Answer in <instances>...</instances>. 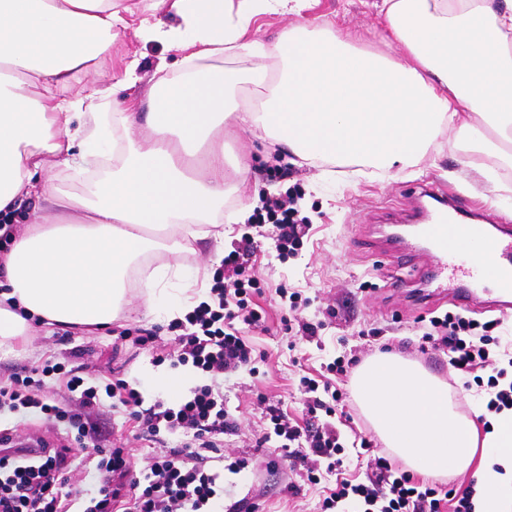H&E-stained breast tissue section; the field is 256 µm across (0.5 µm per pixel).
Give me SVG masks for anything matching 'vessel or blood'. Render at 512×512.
Masks as SVG:
<instances>
[{"instance_id":"1","label":"vessel or blood","mask_w":512,"mask_h":512,"mask_svg":"<svg viewBox=\"0 0 512 512\" xmlns=\"http://www.w3.org/2000/svg\"><path fill=\"white\" fill-rule=\"evenodd\" d=\"M419 195L428 202L426 220L409 236L396 237L399 264L410 267L424 257L426 287L460 309L512 307V226L497 223L490 210L454 196L440 181L420 184Z\"/></svg>"}]
</instances>
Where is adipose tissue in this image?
<instances>
[{
  "instance_id": "ef3b65f1",
  "label": "adipose tissue",
  "mask_w": 512,
  "mask_h": 512,
  "mask_svg": "<svg viewBox=\"0 0 512 512\" xmlns=\"http://www.w3.org/2000/svg\"><path fill=\"white\" fill-rule=\"evenodd\" d=\"M309 0H0V217L41 199L0 249V348L34 325L104 329L172 313L194 298L179 254L219 224L248 156L228 159L238 127L322 159L384 170L417 166L436 139L512 169V0H381L385 33L297 24L271 49L253 39L261 14L301 13ZM180 55L119 112L99 107L78 75L97 73L122 30ZM54 166L53 179L38 181ZM85 178L87 188L70 189ZM166 255L132 291L145 257ZM475 471L477 512H512V410L492 415Z\"/></svg>"
}]
</instances>
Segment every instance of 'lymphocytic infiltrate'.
<instances>
[{
    "mask_svg": "<svg viewBox=\"0 0 512 512\" xmlns=\"http://www.w3.org/2000/svg\"><path fill=\"white\" fill-rule=\"evenodd\" d=\"M255 223L274 224L281 253L300 248L308 226L297 206V198L286 195L266 198L256 210ZM214 284L184 319L174 322L177 334L172 348L157 345L147 329H123L120 340L145 347L156 345L157 358L172 364L192 366L201 378L187 397L144 407L141 393L125 380L116 379L104 388L85 385L77 367L58 362L44 371L56 375L68 391L66 400L48 398L42 380L18 373L0 374V411L33 408L51 425L66 424L77 443L93 442L99 456L97 495L84 489V464L78 463L70 446L50 447L42 437L29 438L36 452L26 455L12 447L10 435L0 436V512H216L224 495L225 472L248 468L245 459L230 458L223 451L224 436L234 430L224 408V396L215 379L247 366L252 349L243 337L244 328L258 327L259 313L248 297L256 283L239 251H231L216 270ZM493 322H479L460 312L432 317L423 342L447 348L451 367L472 378L484 389L487 413L512 409V382H506L507 365H512V346L493 335ZM309 395V413L324 412L321 429L312 431L293 424L276 406L266 409L267 427L257 447L278 440L293 462L306 454L318 457L326 471L337 472L334 488L322 501V512H475L476 489H445L416 479L386 456L372 454L363 480L341 475L345 448L336 431L334 416L343 400L340 390L319 396V384L303 379ZM138 419L140 438L158 443L144 476H137L134 454L116 446L96 445L91 428L100 415L102 398Z\"/></svg>",
    "mask_w": 512,
    "mask_h": 512,
    "instance_id": "lymphocytic-infiltrate-1",
    "label": "lymphocytic infiltrate"
}]
</instances>
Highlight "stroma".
<instances>
[{
  "label": "stroma",
  "instance_id": "35a3bbf8",
  "mask_svg": "<svg viewBox=\"0 0 512 512\" xmlns=\"http://www.w3.org/2000/svg\"><path fill=\"white\" fill-rule=\"evenodd\" d=\"M376 0H316L301 16L266 14L256 23V36L265 43H274L279 34L297 22L320 24L328 22L342 30L359 32L366 41L378 42L383 21L375 6ZM138 60L139 81L127 90L130 98L143 96L157 69L172 74L178 70V53L158 43H144L133 30H126L110 60L104 61L93 77L75 79L73 93H80L89 81L107 87L111 72L123 69L130 60ZM224 146L233 154H249L251 172L240 197H228L225 211L238 208L240 202L254 196L279 197L288 193L299 196L300 209L310 224L304 244L294 255L280 256L277 231L269 224L255 227L232 225L223 242L207 238L196 243L195 253L181 254L183 264L198 268L200 280L211 285L220 255L240 247L244 237L253 244L246 257L247 266L257 280L250 299L262 317V326L248 330L246 339L255 350L254 370L242 369L224 378L219 388L224 394V407L236 420L235 432L225 435L224 453L228 456L259 457L257 469L225 474L224 499L221 512H240L238 502L252 495L255 512H320L325 488L334 486L336 476L323 474L318 485L307 484L303 467L289 468L281 448L268 443L256 449L260 434V416L264 402H271L287 413L300 426L312 423L305 397L298 386L301 377L328 381L345 393L346 420L336 427L352 462L346 472L353 478H364L365 461L356 454L362 442H370L377 451L385 445L373 431L352 396L351 376H339L327 369L329 363L341 359L363 363L389 351L417 362L445 380L462 414H470L480 390L465 386L464 379L450 366L448 352L423 345L421 336L430 317L451 310L450 301L437 303L419 301L423 287L409 280L406 287L392 290L387 274L396 261L389 254L363 246L372 216L381 208H409L416 186L426 180L439 179L478 206L493 210L512 225V172L497 171L494 181H487L470 166L467 152L443 145L416 167L392 168L379 175L363 178L334 166L333 174L321 178L325 163L313 165L282 153L279 169H272L265 159L267 144L248 132L233 129L224 135ZM294 294L297 311H290L280 299L281 292ZM297 321L318 324L314 339H307L294 330ZM169 319L136 315L113 323L104 331L77 328L69 335L61 332L37 333L29 339L24 352L0 351V373H25L46 363L56 362L73 352L80 353L86 369V384H97L108 375L110 365L120 367V376L142 394L145 405L164 399L153 380L162 372L171 371L170 362L159 363L151 350L126 351L115 354L117 336L124 328L153 330L159 340L169 341L174 332ZM106 440H129L135 454L151 453L146 441L138 437L134 419L121 410L105 409L101 420Z\"/></svg>",
  "mask_w": 512,
  "mask_h": 512
}]
</instances>
